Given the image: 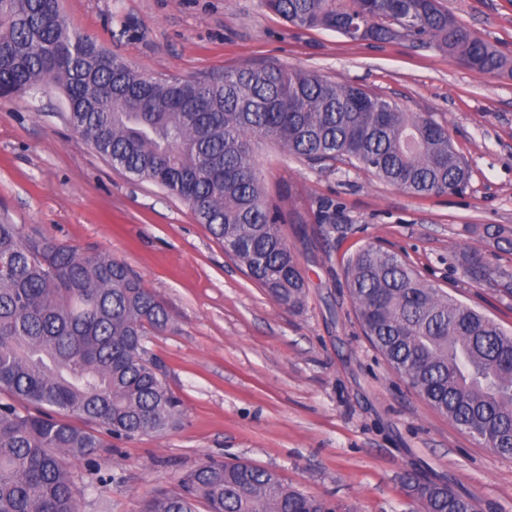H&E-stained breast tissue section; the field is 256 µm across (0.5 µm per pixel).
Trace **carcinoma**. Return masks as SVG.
<instances>
[{
  "mask_svg": "<svg viewBox=\"0 0 512 512\" xmlns=\"http://www.w3.org/2000/svg\"><path fill=\"white\" fill-rule=\"evenodd\" d=\"M299 28L354 41L409 38L481 73L507 60L441 0H261ZM52 83L67 120L112 166L188 204L197 221L275 300L299 309L306 284L265 196L259 137L307 165L359 167L414 197L459 194L469 170L448 131L360 87L277 64L192 84L150 78L69 27L59 0H0V98ZM316 220L336 228V202ZM477 281L512 271L465 252ZM365 336L419 396L464 432L512 456V333L435 288L395 251L368 245L346 267ZM163 304L124 263L0 222V512H80L71 468L101 434L162 435L180 422L148 335ZM79 418L86 427L72 423ZM419 512H478L472 495L409 471ZM333 512L273 469L205 461L138 512Z\"/></svg>",
  "mask_w": 512,
  "mask_h": 512,
  "instance_id": "carcinoma-1",
  "label": "carcinoma"
}]
</instances>
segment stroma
<instances>
[{
    "mask_svg": "<svg viewBox=\"0 0 512 512\" xmlns=\"http://www.w3.org/2000/svg\"><path fill=\"white\" fill-rule=\"evenodd\" d=\"M512 57V0H443ZM75 31L152 77L197 80L269 62L364 88L444 126L468 162L461 194L409 196L353 166L311 167L271 142L255 148L268 197L308 289L279 305L192 210L112 168L69 126L60 90L0 99V219L139 273L169 313L147 346L183 417L163 435L113 440L99 474L75 462L81 512H138L207 459L276 470L335 512H415L401 483L417 469L467 490L479 512H512V457L459 430L364 336L345 284L348 258L378 244L421 278L512 329V296L458 264L478 251L512 270V64L480 73L432 45L353 42L299 29L261 0H61ZM342 206L324 235L319 200Z\"/></svg>",
    "mask_w": 512,
    "mask_h": 512,
    "instance_id": "obj_1",
    "label": "stroma"
}]
</instances>
